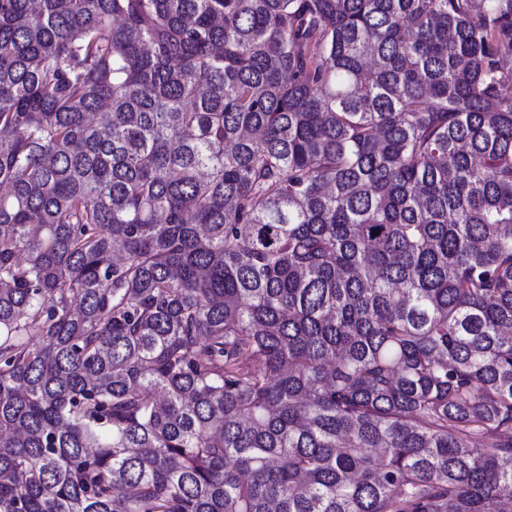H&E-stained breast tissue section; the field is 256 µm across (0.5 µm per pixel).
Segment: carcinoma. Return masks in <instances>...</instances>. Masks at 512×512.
Segmentation results:
<instances>
[{"instance_id":"1","label":"carcinoma","mask_w":512,"mask_h":512,"mask_svg":"<svg viewBox=\"0 0 512 512\" xmlns=\"http://www.w3.org/2000/svg\"><path fill=\"white\" fill-rule=\"evenodd\" d=\"M0 512H512V0H0Z\"/></svg>"}]
</instances>
